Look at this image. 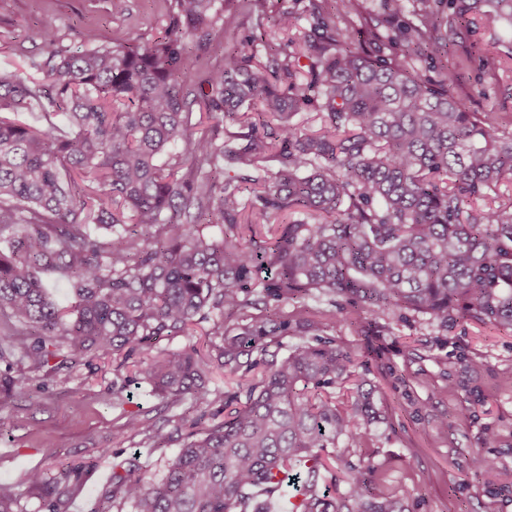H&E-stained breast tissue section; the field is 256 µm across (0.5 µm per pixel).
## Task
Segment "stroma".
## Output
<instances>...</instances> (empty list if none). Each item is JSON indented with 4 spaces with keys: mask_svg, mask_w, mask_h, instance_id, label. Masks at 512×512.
I'll use <instances>...</instances> for the list:
<instances>
[{
    "mask_svg": "<svg viewBox=\"0 0 512 512\" xmlns=\"http://www.w3.org/2000/svg\"><path fill=\"white\" fill-rule=\"evenodd\" d=\"M324 4L327 20L340 28L359 24L364 14L397 24L417 20V0H400L394 14L385 0H360V15L350 17L337 10L336 0ZM283 10L294 18L285 30L275 24ZM167 11V0H127L120 13L112 11L111 0H0V71L32 76L31 60L46 59L54 47L79 51L76 34L88 29L112 46L131 31L151 41L167 25ZM265 12L267 40L293 41L303 55L291 68L305 78L313 0H267ZM458 43L469 59L458 69L456 92L469 95L471 111L512 115V24L480 20L476 33ZM328 335L356 356L358 377L373 388L378 407L359 439L323 449L324 458H344L325 477L330 497L347 489L346 464L364 460L382 470L383 488L403 490L405 512H512V330L401 313L391 319L365 314ZM260 375L257 369L241 375L206 366L207 404L189 397L169 410L138 383L134 360L109 352L45 376L32 397L0 400V485L17 494L21 512H39L26 476L33 470L52 476L68 464L81 473L67 512H90L112 481L113 463L134 457L143 480L158 478L185 442L188 418L203 406L220 410L221 394H245ZM143 411L162 426L164 447L123 433L126 415ZM490 431L495 440L489 444ZM477 454L493 457L496 468L474 472L470 461Z\"/></svg>",
    "mask_w": 512,
    "mask_h": 512,
    "instance_id": "1",
    "label": "stroma"
}]
</instances>
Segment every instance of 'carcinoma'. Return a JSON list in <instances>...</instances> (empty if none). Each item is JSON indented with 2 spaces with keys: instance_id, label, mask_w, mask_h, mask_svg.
<instances>
[{
  "instance_id": "obj_1",
  "label": "carcinoma",
  "mask_w": 512,
  "mask_h": 512,
  "mask_svg": "<svg viewBox=\"0 0 512 512\" xmlns=\"http://www.w3.org/2000/svg\"><path fill=\"white\" fill-rule=\"evenodd\" d=\"M264 2L169 0V24L151 42L131 32L114 48L86 31L83 50L31 62L42 81L0 74V313L30 329L19 360L31 372L56 373L105 351L139 354L138 375L175 408L209 391L198 350L154 358L159 338L210 321L219 339L212 361L249 372L275 337H302L286 356L262 361L245 402L223 421L200 429L216 417L202 412L159 479L143 482L135 459L113 465L91 512H271L293 470L306 474L299 512H403L398 493L375 491L368 463L347 465L341 498L319 488L320 450L357 438L372 420L373 391L358 384L347 401L332 396L355 376V359L279 305L321 293L352 315L409 311L512 329V201L466 208L512 178V133L454 94L455 70L433 83L407 61L447 56L441 29L468 32L477 15L512 23V0H419L417 22L397 33L372 16L338 28L316 4L321 33L306 83L276 58L254 69L240 50L237 18L253 15L261 26ZM220 20L231 45L224 65L193 84ZM385 39L406 43L404 55L360 50ZM313 93L324 127L308 133L292 118ZM196 104L210 124L192 122ZM35 109L38 126L12 119ZM226 117L247 132L224 139ZM271 117L277 128L256 135ZM175 141L184 156L158 164ZM276 147L287 163L273 171L265 162ZM236 164L252 172L219 178ZM246 184L262 186L250 206L277 222L255 248L235 235ZM287 214L301 218L278 223ZM207 224L226 231L207 238ZM51 268L66 279L65 306L42 278ZM251 288L260 298L244 296ZM259 303L264 320L227 324ZM13 356L0 347L1 400L30 393V378L12 374ZM123 431L166 442L137 413ZM78 476L66 467L51 481L32 472L27 483L45 512H66Z\"/></svg>"
}]
</instances>
